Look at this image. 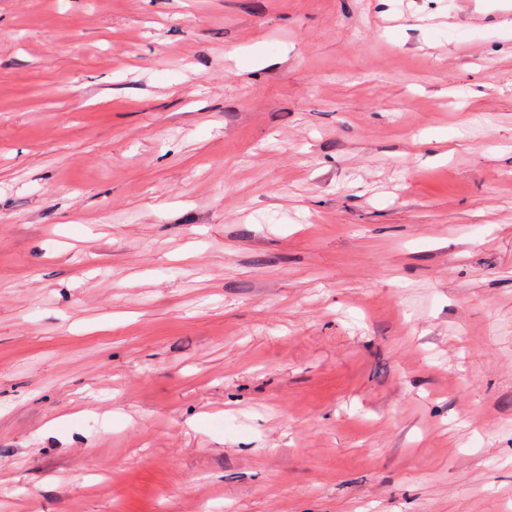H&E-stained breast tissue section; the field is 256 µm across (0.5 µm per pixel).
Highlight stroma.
<instances>
[{"label":"stroma","mask_w":512,"mask_h":512,"mask_svg":"<svg viewBox=\"0 0 512 512\" xmlns=\"http://www.w3.org/2000/svg\"><path fill=\"white\" fill-rule=\"evenodd\" d=\"M203 502L512 505L495 0H0V512Z\"/></svg>","instance_id":"35a3bbf8"}]
</instances>
